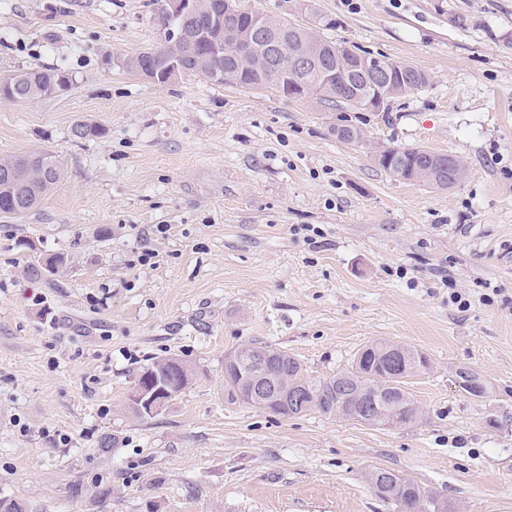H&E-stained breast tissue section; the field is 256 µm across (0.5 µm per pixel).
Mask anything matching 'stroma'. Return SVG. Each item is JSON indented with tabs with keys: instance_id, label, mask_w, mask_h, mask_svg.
Segmentation results:
<instances>
[{
	"instance_id": "stroma-1",
	"label": "stroma",
	"mask_w": 512,
	"mask_h": 512,
	"mask_svg": "<svg viewBox=\"0 0 512 512\" xmlns=\"http://www.w3.org/2000/svg\"><path fill=\"white\" fill-rule=\"evenodd\" d=\"M240 3L431 79L378 112L196 76L159 85L127 64L161 41L153 0H0V78L72 79L0 100V158L44 152L64 169L35 210L0 219V498L395 512L364 478L380 467L460 512H512V0ZM79 122L100 135L74 139ZM393 147L466 174L443 190L402 180L374 159ZM53 254L57 271L29 275ZM376 339L429 357L407 386L422 422L284 417L225 393L224 355L243 344L327 378ZM168 356L191 382L135 416L138 367ZM461 370L487 393L460 388ZM25 75L29 78V82L27 85L22 86L15 94V84L2 83L0 86V99L2 100H11L16 96L15 102H27L31 100H35L41 97H46L53 95L52 87L57 84L58 80L62 77L68 79L70 83V79L67 73L60 71L58 69L45 68L43 70H37L32 72H25L22 74H18L14 77H10L11 81L15 79V77ZM5 79V80H8Z\"/></svg>"
}]
</instances>
